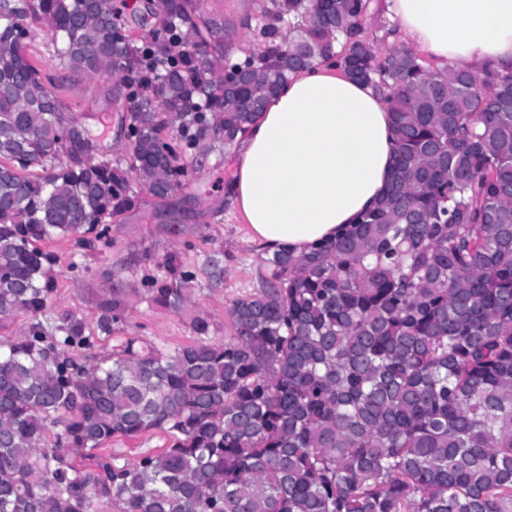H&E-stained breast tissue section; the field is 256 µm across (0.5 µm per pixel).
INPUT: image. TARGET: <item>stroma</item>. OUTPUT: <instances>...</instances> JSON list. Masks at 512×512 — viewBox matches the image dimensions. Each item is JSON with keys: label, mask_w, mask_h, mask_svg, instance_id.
I'll list each match as a JSON object with an SVG mask.
<instances>
[{"label": "stroma", "mask_w": 512, "mask_h": 512, "mask_svg": "<svg viewBox=\"0 0 512 512\" xmlns=\"http://www.w3.org/2000/svg\"><path fill=\"white\" fill-rule=\"evenodd\" d=\"M271 6V0L204 3L209 14L223 21L225 43L244 53L254 49L253 31ZM64 98L84 106L80 119L101 135L102 157L125 158V141L117 135L129 106L123 88L104 77L75 79L68 82ZM200 152V168L168 197H153L141 185H134L138 202L109 219V245L81 250L65 239L44 242V249L56 258L52 272L55 307L47 317L48 324L71 313L82 318L88 329H95L100 296L118 289L130 295L120 335L140 336L167 348L190 343L196 338L192 319L198 309L211 318V342L232 335L227 311L234 299L254 292L267 277L268 254L248 241L242 218L224 204L225 185L233 173L231 157L205 146ZM172 251L179 252L184 264L198 272L192 285L195 307L180 314L150 303L138 292L145 277L163 276L162 263ZM213 257L219 258L224 268V278L218 283L204 273ZM74 262L86 267L85 275H72Z\"/></svg>", "instance_id": "35a3bbf8"}]
</instances>
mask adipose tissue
Listing matches in <instances>:
<instances>
[{
    "mask_svg": "<svg viewBox=\"0 0 512 512\" xmlns=\"http://www.w3.org/2000/svg\"><path fill=\"white\" fill-rule=\"evenodd\" d=\"M396 41L438 68L512 70V0H386ZM386 97L325 64L298 72L241 142L230 204L248 239L303 254L385 192L396 159Z\"/></svg>",
    "mask_w": 512,
    "mask_h": 512,
    "instance_id": "obj_1",
    "label": "adipose tissue"
}]
</instances>
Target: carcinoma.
Here are the masks:
<instances>
[{
  "label": "carcinoma",
  "instance_id": "obj_1",
  "mask_svg": "<svg viewBox=\"0 0 512 512\" xmlns=\"http://www.w3.org/2000/svg\"><path fill=\"white\" fill-rule=\"evenodd\" d=\"M371 0H274L259 47L228 58L203 0H166L161 28L127 35L114 0H0V512H512V72L440 70L370 38ZM52 32L61 79L131 88L125 151L94 161L68 135L77 111L44 87L21 32ZM332 62L388 91L396 164L385 193L228 311L234 334L163 350L138 337L100 349L82 319L47 328L53 257L37 243H108L105 218L188 176L181 150L229 153L301 70ZM96 232L95 237L84 234ZM194 305L196 273L167 255ZM127 307L99 301L114 332ZM170 441L130 463L112 437Z\"/></svg>",
  "mask_w": 512,
  "mask_h": 512
}]
</instances>
